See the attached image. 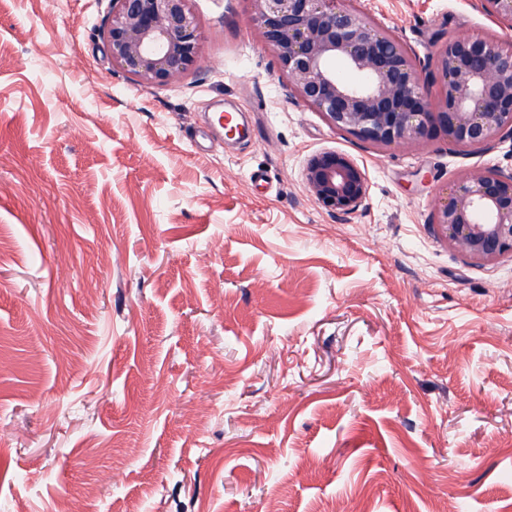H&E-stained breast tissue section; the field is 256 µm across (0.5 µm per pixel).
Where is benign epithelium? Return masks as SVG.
<instances>
[{
	"label": "benign epithelium",
	"mask_w": 512,
	"mask_h": 512,
	"mask_svg": "<svg viewBox=\"0 0 512 512\" xmlns=\"http://www.w3.org/2000/svg\"><path fill=\"white\" fill-rule=\"evenodd\" d=\"M105 41L112 64L133 81L164 87L201 58L193 0H109ZM262 42L304 103L334 128L384 149L432 140L483 148L512 135V45L491 35L448 39L431 58L430 94L422 69L403 45L345 0H249ZM486 12L512 26V0H484ZM342 61L357 80L339 77ZM307 191L331 212L364 202L365 171L350 156L326 150L303 172ZM448 247L485 266L512 255V173L471 171L434 208Z\"/></svg>",
	"instance_id": "1"
}]
</instances>
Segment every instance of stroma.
<instances>
[{
  "label": "stroma",
  "mask_w": 512,
  "mask_h": 512,
  "mask_svg": "<svg viewBox=\"0 0 512 512\" xmlns=\"http://www.w3.org/2000/svg\"><path fill=\"white\" fill-rule=\"evenodd\" d=\"M351 4L424 66L512 41L483 0ZM107 7L0 0V512H512V257L431 222L512 137L367 146L292 97L247 0H193L198 67L141 87ZM219 101L250 139L206 138ZM324 150L357 212L307 192ZM303 178L307 191L331 212L354 213L367 195L365 171L353 158L336 150L311 156Z\"/></svg>",
  "instance_id": "obj_1"
}]
</instances>
